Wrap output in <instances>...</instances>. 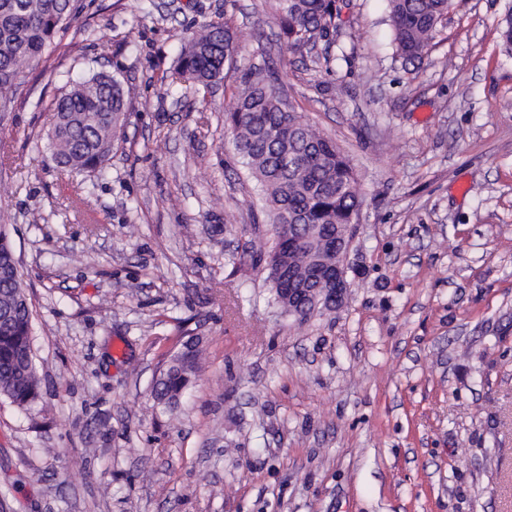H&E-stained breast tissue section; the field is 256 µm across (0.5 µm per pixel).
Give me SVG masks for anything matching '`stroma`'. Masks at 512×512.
Segmentation results:
<instances>
[{
	"label": "stroma",
	"instance_id": "1",
	"mask_svg": "<svg viewBox=\"0 0 512 512\" xmlns=\"http://www.w3.org/2000/svg\"><path fill=\"white\" fill-rule=\"evenodd\" d=\"M512 0H454L422 62L387 0H343L289 52L273 0H72L0 112V225L35 323L40 398L0 397V512H512ZM227 25L221 80L177 71ZM336 141L361 206L346 304L297 320L251 254L263 193L224 136L242 71ZM106 72L129 109L102 168L47 135ZM179 406L151 398L186 335Z\"/></svg>",
	"mask_w": 512,
	"mask_h": 512
}]
</instances>
